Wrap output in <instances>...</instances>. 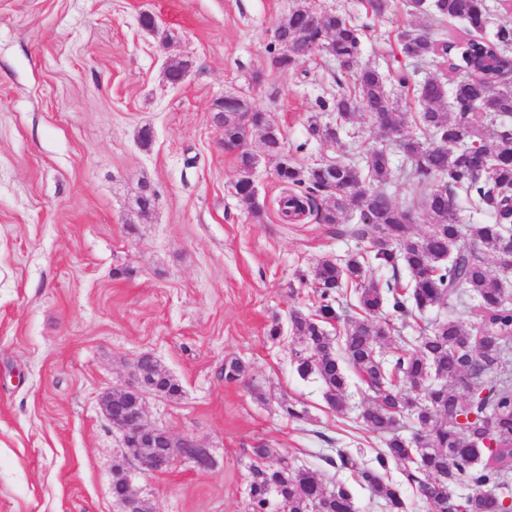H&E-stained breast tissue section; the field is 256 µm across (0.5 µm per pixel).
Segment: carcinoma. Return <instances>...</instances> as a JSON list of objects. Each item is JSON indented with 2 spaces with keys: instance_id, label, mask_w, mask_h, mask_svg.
Segmentation results:
<instances>
[{
  "instance_id": "cac0c4a2",
  "label": "carcinoma",
  "mask_w": 512,
  "mask_h": 512,
  "mask_svg": "<svg viewBox=\"0 0 512 512\" xmlns=\"http://www.w3.org/2000/svg\"><path fill=\"white\" fill-rule=\"evenodd\" d=\"M427 11L438 25L450 20L466 24L471 38L457 46L429 40L418 30L402 29L397 41L413 62L429 63L459 74L453 95L430 78L417 85L421 137H406L400 152L431 223L419 237L415 225L402 223V212L382 185L391 174L390 156L374 149L361 167L350 160L300 166L289 159L276 163L275 174L286 186L284 205L296 203L316 215L321 224H342L350 211L370 214V223H354L345 232L367 246L369 256L354 253L343 261L322 258L313 268L319 297L309 313L290 317L292 333L303 344L295 352L297 373L315 375L324 399L336 411L345 408L344 354L371 392L363 418L369 430L383 437L385 448L369 467L350 454H339L343 467L357 472L370 491L385 501L388 512H407L398 489L384 475L392 462L403 464L405 480L424 494L429 512H506L512 485L503 482L512 471V389L484 380L500 358L502 345L512 341V302L501 278L486 266L492 255L499 269L512 266V84L501 79L512 69V21L501 22L491 41L486 29L484 0H429ZM310 8L292 7L276 26L268 44L273 67L287 70L316 51H324L355 73L353 91L320 98L321 112L339 118L365 109L381 112L399 126L403 115L387 93L386 76L359 61L362 31L342 14H325L321 25L309 27ZM494 98L496 131L484 136L481 105ZM247 100L224 98V148L236 154L237 169H250L257 155L241 149L257 134L265 153L278 157L281 132L266 113L255 109L250 123H238L232 113ZM312 138L335 139L332 126L318 116L308 120ZM462 194L472 208L488 214L489 224H463L448 205ZM391 272L389 278L368 274L367 262ZM409 278L399 291L401 272ZM352 288L362 317L343 322L338 340L324 334V324L341 320V290ZM467 293L474 321L463 328L454 318L435 323L418 345L402 350L393 367L378 359L380 344L391 336V321L403 322L450 298ZM151 385L171 397L179 383L159 365L148 370ZM469 393L465 401L458 389ZM411 417L418 432L411 438L397 433L400 421ZM260 463L250 467L246 512H355L350 488L328 490L316 475L294 468L286 459L265 462L268 449L255 448ZM467 483L487 493H458Z\"/></svg>"
}]
</instances>
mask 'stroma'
Returning <instances> with one entry per match:
<instances>
[{
    "label": "stroma",
    "mask_w": 512,
    "mask_h": 512,
    "mask_svg": "<svg viewBox=\"0 0 512 512\" xmlns=\"http://www.w3.org/2000/svg\"><path fill=\"white\" fill-rule=\"evenodd\" d=\"M293 0H0V512H124L112 495L123 470L153 512H244L253 448H269L326 486L351 487L357 512H386L338 454L370 461L383 446L361 417L369 391L347 369V405L331 409L316 377L301 378L290 331L294 310L310 312L318 260L360 246L340 224L309 215L284 221L283 187L258 138L254 181L260 216L235 193L237 165L224 150L214 104L247 98L283 134L298 164L360 161L383 147L394 170L385 190L430 230L370 113L337 121L316 101L348 92L351 71L325 52L281 71L267 45ZM364 26L362 62L379 65L418 134L421 107L397 71L410 67L395 39L402 29L465 39L459 22L392 0L375 17L368 0H309ZM153 27H144L142 15ZM187 62L170 84L171 60ZM338 126V138L308 136V119ZM151 130L142 143V130ZM153 195L148 212L138 200ZM459 316L455 302L399 326L382 351L416 345L420 326ZM279 323L282 334L267 330ZM153 354L177 380L174 397L146 396L149 424L208 448L215 466L180 462L144 471L126 457L102 395ZM244 376L225 382L224 361ZM306 412L285 417L282 404Z\"/></svg>",
    "instance_id": "obj_1"
}]
</instances>
